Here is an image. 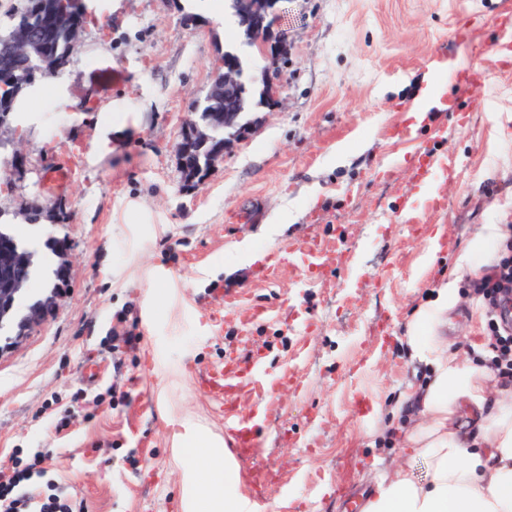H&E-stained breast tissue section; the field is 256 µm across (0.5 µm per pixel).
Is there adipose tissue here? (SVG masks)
<instances>
[{
	"mask_svg": "<svg viewBox=\"0 0 512 512\" xmlns=\"http://www.w3.org/2000/svg\"><path fill=\"white\" fill-rule=\"evenodd\" d=\"M451 285H443L429 310L410 325L412 355L430 359L433 377L422 389L426 418L405 432L403 441L413 457L427 465L426 480H417L405 468L375 486L363 512H512V389L487 399L485 368L441 344L421 339L425 325L448 307ZM469 401L477 417L474 429L454 423L460 401ZM207 467L224 477V499L215 502L211 487H202L197 512H249L248 500L235 490L236 478L219 455L206 457Z\"/></svg>",
	"mask_w": 512,
	"mask_h": 512,
	"instance_id": "ef3b65f1",
	"label": "adipose tissue"
}]
</instances>
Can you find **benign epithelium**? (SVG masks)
Returning a JSON list of instances; mask_svg holds the SVG:
<instances>
[{
  "instance_id": "benign-epithelium-1",
  "label": "benign epithelium",
  "mask_w": 512,
  "mask_h": 512,
  "mask_svg": "<svg viewBox=\"0 0 512 512\" xmlns=\"http://www.w3.org/2000/svg\"><path fill=\"white\" fill-rule=\"evenodd\" d=\"M281 0H234L233 11L241 19V39L248 47L259 51L264 57L274 61L280 59L276 54L280 35L275 31ZM88 13L86 0H70V10L56 16V27L70 31L72 44H77L82 29L73 25L75 13ZM6 56H30L42 54V42L39 33L29 26H19L11 41L3 49ZM274 73L267 70L262 79L256 80L260 88L259 104L266 107L274 103ZM247 92L243 82L238 59L230 52H224L217 62L216 75L208 90L210 100L224 104V110L209 112L205 117L192 116L181 131V139L176 146L178 164L183 173L196 170L188 164V157L193 153L205 155V166L200 175L207 177L211 171L224 160V155L235 142L240 140L249 130L252 120L250 112L242 108V99ZM224 127V142L214 144L213 131L216 124ZM59 254L60 282L51 288L44 289L32 302L24 316L14 312L17 298L27 292L23 271L29 264L27 254L0 242V328L9 332L0 346L4 349L18 342L30 331L46 321L56 310L62 298L64 284L71 276L69 254L71 243L61 241L57 246Z\"/></svg>"
}]
</instances>
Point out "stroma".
I'll use <instances>...</instances> for the list:
<instances>
[{"label": "stroma", "mask_w": 512, "mask_h": 512, "mask_svg": "<svg viewBox=\"0 0 512 512\" xmlns=\"http://www.w3.org/2000/svg\"><path fill=\"white\" fill-rule=\"evenodd\" d=\"M88 7L62 94L0 127V155L20 154L0 167V211L35 249L72 243L58 308L0 353V465L44 456L37 499L54 489L81 512H195L194 438L253 512H342L400 466L426 479L395 433L423 420L432 371L407 336L451 283L432 334L484 355L460 265L494 264L479 235L512 225V59L494 30L512 0H282L276 103L192 190L176 144L237 29L208 0ZM426 86L455 117L414 119ZM423 152L453 165L422 178ZM260 393L240 443L228 420Z\"/></svg>", "instance_id": "obj_1"}]
</instances>
